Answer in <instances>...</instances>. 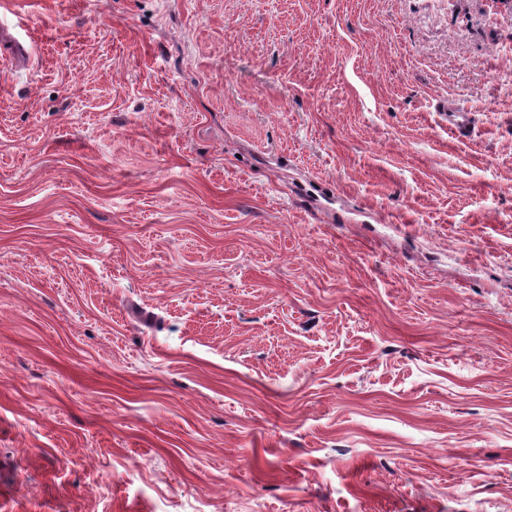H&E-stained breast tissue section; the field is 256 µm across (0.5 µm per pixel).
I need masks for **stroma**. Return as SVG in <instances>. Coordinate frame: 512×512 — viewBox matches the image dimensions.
I'll return each instance as SVG.
<instances>
[{"mask_svg":"<svg viewBox=\"0 0 512 512\" xmlns=\"http://www.w3.org/2000/svg\"><path fill=\"white\" fill-rule=\"evenodd\" d=\"M15 3L0 512H512V0Z\"/></svg>","mask_w":512,"mask_h":512,"instance_id":"obj_1","label":"stroma"}]
</instances>
